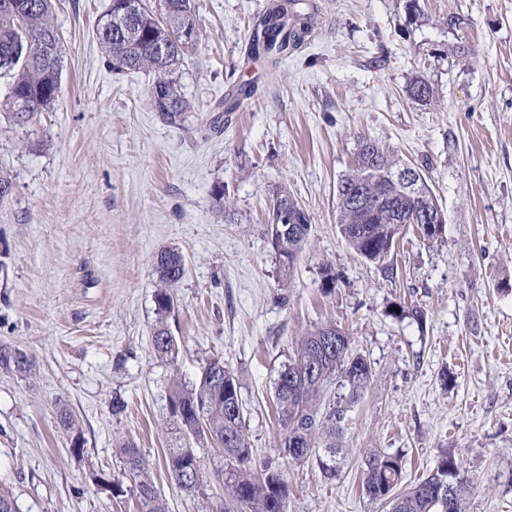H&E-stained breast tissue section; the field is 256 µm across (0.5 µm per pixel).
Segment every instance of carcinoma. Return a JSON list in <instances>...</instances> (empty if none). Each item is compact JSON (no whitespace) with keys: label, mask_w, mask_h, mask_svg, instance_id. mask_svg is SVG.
Listing matches in <instances>:
<instances>
[{"label":"carcinoma","mask_w":512,"mask_h":512,"mask_svg":"<svg viewBox=\"0 0 512 512\" xmlns=\"http://www.w3.org/2000/svg\"><path fill=\"white\" fill-rule=\"evenodd\" d=\"M14 12L0 6V72L12 74L7 99L13 122L24 125L34 114L58 98L62 58L43 60L37 46L47 33H57L52 0H15ZM299 0H281L254 25L249 47L255 57L277 60L296 47L309 29L308 16L296 11ZM454 38L452 52L462 61L472 54L469 22L459 15L448 17ZM97 37L119 73L155 72L159 98L150 97L155 110L170 123L181 121L191 104L174 77L185 55L199 44L200 34L194 0H166L158 16L145 0H112L99 21ZM408 97L420 105L432 102L434 89L422 75L406 87ZM404 166L395 156L367 138L358 141L357 163L341 176L336 186L337 224L346 244L368 262L394 277V265L386 262L389 244L403 231L402 223L419 209L392 186L385 175ZM384 198L383 208L370 217L353 195L356 186ZM310 224L287 239L274 236L273 248L283 267H291L307 239ZM155 270L162 284L155 294L161 319L154 329L152 351L176 363L180 347L172 336L167 317L174 310L170 289L185 273V257L177 249H164ZM30 356L12 347L0 348V368L27 373ZM373 377L371 365L352 352L351 336L336 335V326L317 328L302 337L294 357L282 365L275 382V405L280 427L279 448L287 464L316 460L322 474L336 478L344 453L340 440L348 412L359 402ZM239 378L224 360L213 358L201 368L198 380L187 385L174 379L169 387V425L175 434L165 453V467L175 484L192 492L201 487L206 472L193 443L206 440L224 453V501L216 512H286L288 480L285 470L270 463L255 464L243 415ZM124 470L137 480L143 512H166L150 478V463L136 445L121 448ZM362 487L370 499L383 500L389 512H464L468 479L457 459L446 452L433 470L413 485L403 484V456L373 449L362 460Z\"/></svg>","instance_id":"1"}]
</instances>
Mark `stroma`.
<instances>
[{
  "mask_svg": "<svg viewBox=\"0 0 512 512\" xmlns=\"http://www.w3.org/2000/svg\"><path fill=\"white\" fill-rule=\"evenodd\" d=\"M274 2L195 0L199 45L176 70L193 110L178 124L151 104L157 74L115 73L101 49L111 0H54L61 92L27 125L13 124L0 75V170L13 181L0 201V346L34 361L0 369V486L20 512H141L127 442L168 512H206L224 498V456L198 445L196 492L171 479L173 378L195 382L222 358L241 382L254 458L279 462L274 382L301 336L328 323L373 380L349 413L336 480L289 466L288 512H387L362 493L370 449L403 455L408 484L451 452L470 481L465 512H512V0H418L415 12L407 0H302L312 31L275 65L248 48ZM452 14L470 22L465 62ZM417 74L431 105L405 92ZM242 81L250 106L215 116ZM362 137L419 167L445 216L433 242L406 232L393 278L336 223V184ZM281 190L311 224L288 270L266 234ZM166 248L186 260L167 318L174 364L151 348ZM400 302L422 306L425 323L395 316ZM63 408L77 434L59 427Z\"/></svg>",
  "mask_w": 512,
  "mask_h": 512,
  "instance_id": "1",
  "label": "stroma"
}]
</instances>
